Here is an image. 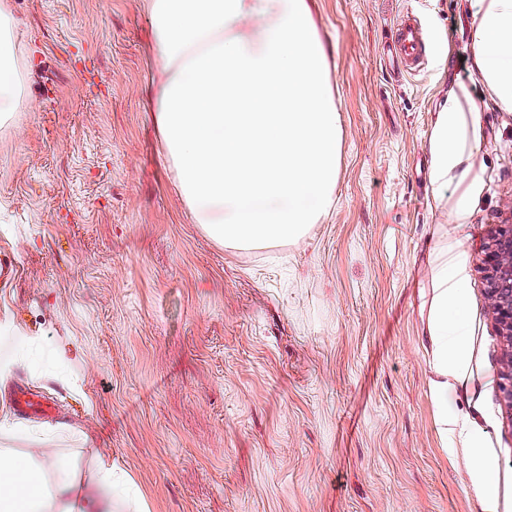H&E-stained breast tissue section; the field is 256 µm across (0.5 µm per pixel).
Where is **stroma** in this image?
I'll return each instance as SVG.
<instances>
[{"label":"stroma","mask_w":512,"mask_h":512,"mask_svg":"<svg viewBox=\"0 0 512 512\" xmlns=\"http://www.w3.org/2000/svg\"><path fill=\"white\" fill-rule=\"evenodd\" d=\"M342 130L334 201L301 238L231 247L193 223L155 122L161 63L146 0H8L21 96L0 120V360L59 348L0 379V448L87 466L106 458L148 512H480L435 415L432 268H469L466 417L512 512V367L482 268L512 224V111L472 67L476 0H306ZM414 14L445 57L400 75L384 46ZM482 111L486 190L465 224L440 215L429 141L451 87ZM24 384L50 417L16 414Z\"/></svg>","instance_id":"obj_1"}]
</instances>
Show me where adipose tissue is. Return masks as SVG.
I'll use <instances>...</instances> for the list:
<instances>
[{"instance_id":"ef3b65f1","label":"adipose tissue","mask_w":512,"mask_h":512,"mask_svg":"<svg viewBox=\"0 0 512 512\" xmlns=\"http://www.w3.org/2000/svg\"><path fill=\"white\" fill-rule=\"evenodd\" d=\"M163 78L156 121L195 223L232 246L306 234L331 208L341 145L327 56L305 0H148ZM473 63L512 109V0H479ZM481 124L468 86L448 94L430 137L431 181L448 223H468L485 183L472 162ZM467 261L456 247L433 268L428 334L437 347L432 399L466 450L484 512H498L489 465L467 421L448 413L464 365ZM100 494L86 503L78 486ZM129 490L102 463L86 473L0 448V512H121Z\"/></svg>"}]
</instances>
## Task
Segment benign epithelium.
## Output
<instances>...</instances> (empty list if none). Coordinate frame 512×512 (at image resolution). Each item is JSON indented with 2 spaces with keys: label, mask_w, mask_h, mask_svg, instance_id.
Listing matches in <instances>:
<instances>
[{
  "label": "benign epithelium",
  "mask_w": 512,
  "mask_h": 512,
  "mask_svg": "<svg viewBox=\"0 0 512 512\" xmlns=\"http://www.w3.org/2000/svg\"><path fill=\"white\" fill-rule=\"evenodd\" d=\"M488 296L501 333L512 339V225L499 224L484 257Z\"/></svg>",
  "instance_id": "benign-epithelium-1"
}]
</instances>
